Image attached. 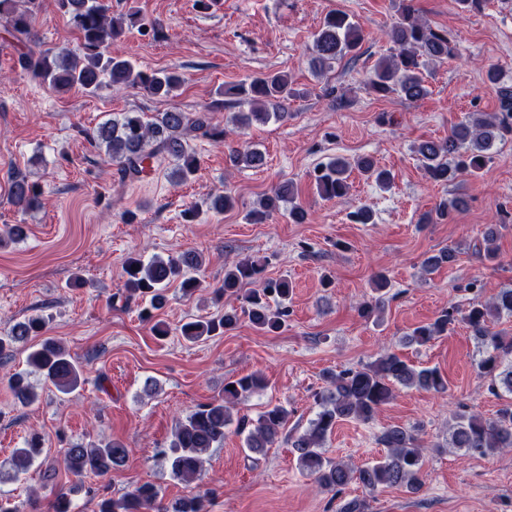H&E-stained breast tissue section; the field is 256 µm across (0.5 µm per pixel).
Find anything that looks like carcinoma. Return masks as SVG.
<instances>
[{"label":"carcinoma","instance_id":"carcinoma-1","mask_svg":"<svg viewBox=\"0 0 512 512\" xmlns=\"http://www.w3.org/2000/svg\"><path fill=\"white\" fill-rule=\"evenodd\" d=\"M22 9L18 0H0V20L9 36L7 42L18 50V64L55 91L81 89L93 93L108 80L115 88H132L152 97L168 98L183 84L181 74L171 69L144 71L129 60L107 54L111 43L121 40L133 27L140 24L138 13L114 16L104 0H56L58 10L68 18L80 39L79 52L52 55L38 49L31 40L34 11ZM398 20L388 36L392 43L390 57L378 63L367 80V88L379 97L398 94L413 101L428 94V86L421 71L427 62L443 61L454 57V48L448 33L433 28L416 15L413 0H399ZM363 40L360 27L343 12L328 14L313 42L314 69L323 72L331 68L336 59L353 52ZM238 100L252 109L234 115V131H242L255 123L265 124L284 117L285 104L293 96L292 77L286 72L259 73L231 87ZM501 112L491 120L469 117L455 125L448 138L440 141L423 140L415 146L425 172L436 182L448 183L463 172L480 173L491 164L490 149L498 140L512 135V89H499ZM212 109L200 112L170 110L151 116L144 112H120L111 120L100 124L93 138L110 162L118 166L123 177L136 179L165 160L172 163V176L187 181L198 171L200 158L185 140L188 130L199 132L215 142L226 141L228 131L212 124ZM229 160L249 168L265 165L264 153L254 145L245 143L230 147ZM356 166L381 186L391 184L394 175L378 166L369 157H362ZM349 163L335 159L314 170V186L325 199H341L349 192ZM41 187L25 176L16 177L10 188L11 203L22 211L42 206ZM288 218L296 224L308 220L307 211L296 202L294 186L284 182L259 200L247 213V220L262 224L285 204ZM461 199L444 200L436 209L421 218L423 223L451 221L461 209ZM499 231L490 224L483 233V253L488 260L498 257ZM457 260V252L441 249L428 256L424 268L433 269ZM202 259L194 252H183L167 258L156 257L144 261L137 254L128 255L123 262L125 300L140 298L147 302L141 310V319L153 322L152 331L161 339L169 334L168 326L154 320V311L166 301L170 284L177 282L181 294L190 298L201 288L195 273ZM137 270H132V267ZM263 265L254 260H241L224 268V282L217 289L220 296L238 301V306L224 311L217 319L202 321L190 319L181 324L179 331L189 343L219 336L236 328L243 319L264 333L281 331L288 319L286 301L293 293L287 278L260 279ZM261 281L258 288L247 284ZM512 315V288H503L492 300L470 306L462 321L482 345L485 356L477 363L479 376L489 379V390L500 395L505 402L491 419L478 414L459 412L453 416L448 447L462 449L468 454L491 456L505 448H512V362L504 358L512 354V337L507 339L491 330L492 317ZM454 312L445 311L433 321L413 328L405 342L424 346L448 333L455 322ZM49 319L31 316L15 323L8 335L0 337V359L13 355L14 345L26 343L32 336L43 333ZM27 366L48 380L64 395L76 391L83 383V369L60 344L47 341L34 348L26 357ZM30 371V372H32ZM30 372L19 371L8 379V388L14 402L28 407L38 400L36 387L29 380ZM414 387L427 392L443 394L448 381L435 367H417L399 355L385 351L374 361L355 369H345L326 376V386L315 393L318 406L315 417L292 441L299 469L322 489L340 491L352 481L374 491L380 486H401L411 492L419 490V473L423 466L424 448L418 443L414 431L393 426L379 436L388 448L379 461L357 468L350 462L337 461L324 455L325 442L343 420L368 423L383 406L396 395L398 387ZM266 387L265 379L249 374L224 383L221 396L197 405L180 419L166 448L158 456L169 465L174 478L186 482L196 479L203 468L205 455L213 448L224 445L225 430L236 424L244 436L245 447L256 454L271 447L288 425L291 411L288 406L269 404L255 418L245 414L233 417V409L251 394ZM41 453V438L28 439L24 446L12 454L14 477L26 473ZM66 469L78 478L87 475H106L126 464L128 448L118 441L98 444L71 443L63 449ZM98 512H204V497L184 496L164 501L157 486L145 482L115 498L104 496L98 501Z\"/></svg>","mask_w":512,"mask_h":512}]
</instances>
